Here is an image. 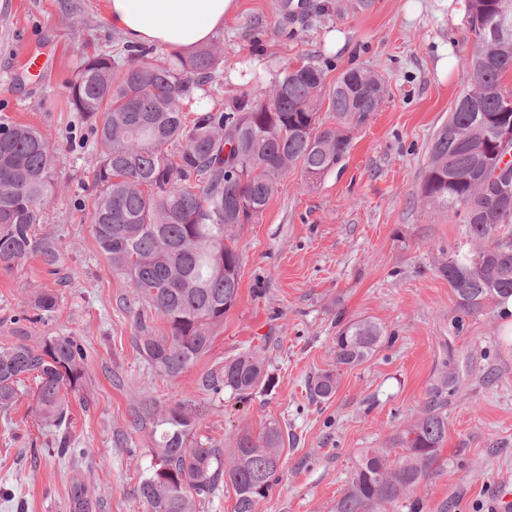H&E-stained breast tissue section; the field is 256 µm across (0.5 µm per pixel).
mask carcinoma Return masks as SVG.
Segmentation results:
<instances>
[{"label":"carcinoma","mask_w":512,"mask_h":512,"mask_svg":"<svg viewBox=\"0 0 512 512\" xmlns=\"http://www.w3.org/2000/svg\"><path fill=\"white\" fill-rule=\"evenodd\" d=\"M475 42L465 89L448 122L429 145L421 196L464 216L465 241L448 249L438 267L466 316L512 298V93L502 78L512 73V0H469ZM135 54L93 52L82 57L69 82V103L92 121L100 162L91 188L89 218L99 252L132 288L126 306L136 309L137 347L159 373L174 378L211 350L215 329L239 294L242 252L236 229L261 214L288 169L301 166L314 181L349 152L352 131L382 104L384 79L353 69L335 85L307 62L284 69L268 91L231 106L191 115L194 90L224 73L217 46L189 57L149 61ZM327 108L334 119L321 117ZM55 150L36 128L0 122V266L30 257L55 271L62 262L57 238L41 231L53 190ZM59 304L48 289L30 293L33 316L16 319L17 331L42 321ZM165 327L157 329L155 319ZM394 339L384 324L361 319L339 327L333 341L336 368L309 384L319 402L336 394L339 368L367 361ZM90 361L73 336L23 338L0 348V411L18 400L28 378L38 382L35 411L47 427L67 418L69 394L79 390ZM265 358L242 351L203 374L201 388L244 400L271 385ZM467 368L445 358L419 412L397 438L400 450L364 448L333 512H384L406 498L434 471L448 436L445 408L460 390ZM147 429L154 463L136 493L146 512H199L216 486L233 490L234 512H256L278 484L286 464L284 433L273 421L255 436L237 435L229 456L221 443L196 438L197 420L185 405L149 400L134 411ZM81 476L70 484V512H90Z\"/></svg>","instance_id":"cac0c4a2"}]
</instances>
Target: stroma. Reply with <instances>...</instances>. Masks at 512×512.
<instances>
[{"mask_svg": "<svg viewBox=\"0 0 512 512\" xmlns=\"http://www.w3.org/2000/svg\"><path fill=\"white\" fill-rule=\"evenodd\" d=\"M298 2L238 0L213 38L224 53V79L196 91L193 109L229 105L270 86L284 67L309 61L330 84L352 68L381 75L385 100L353 131L334 170L312 184L300 167L289 169L262 214L239 227L237 302L211 351L167 378L137 350L135 313L123 304L130 285L95 243L84 184L100 154L88 122L68 104L67 83L82 54L124 41L106 22L105 0H0V122L36 127L57 148L43 228L59 236L63 254L53 274L35 258L0 268V346L16 340L24 296L48 288L59 307L29 324L31 340L76 337L92 362L70 398L65 431L45 427L34 413L32 379L16 405L0 412V512H69L77 474L99 512H145L135 487L151 464V443L132 413L146 399L184 403L199 434L228 449L238 432L279 422L288 431V463L256 512H333L359 450L394 447L449 348L469 377L447 408L436 471L414 499L421 512H504L512 497V335L499 304L461 317L437 267L461 239L463 219L420 195L430 141L470 66L468 2L370 0L361 9L356 0H309L307 23L281 34ZM31 46L54 62L45 79L20 64ZM367 317L385 324L394 341L341 369L329 401H313L307 382L333 368L340 324ZM245 348L262 352L273 388L245 402L200 389L203 373ZM63 436L82 456H58Z\"/></svg>", "mask_w": 512, "mask_h": 512, "instance_id": "35a3bbf8", "label": "stroma"}]
</instances>
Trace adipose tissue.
I'll list each match as a JSON object with an SVG mask.
<instances>
[{
	"label": "adipose tissue",
	"instance_id": "ef3b65f1",
	"mask_svg": "<svg viewBox=\"0 0 512 512\" xmlns=\"http://www.w3.org/2000/svg\"><path fill=\"white\" fill-rule=\"evenodd\" d=\"M237 0H106V21L130 44L191 52L209 42Z\"/></svg>",
	"mask_w": 512,
	"mask_h": 512
}]
</instances>
